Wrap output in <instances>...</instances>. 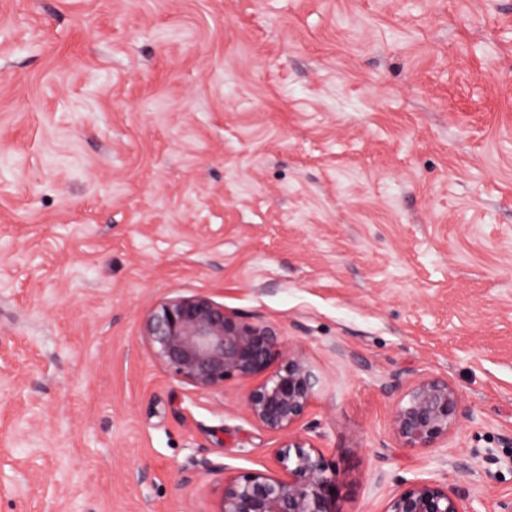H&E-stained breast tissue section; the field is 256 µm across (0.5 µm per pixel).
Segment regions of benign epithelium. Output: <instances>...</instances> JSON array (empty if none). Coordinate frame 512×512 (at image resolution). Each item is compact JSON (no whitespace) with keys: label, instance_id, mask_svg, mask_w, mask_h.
<instances>
[{"label":"benign epithelium","instance_id":"7a95c632","mask_svg":"<svg viewBox=\"0 0 512 512\" xmlns=\"http://www.w3.org/2000/svg\"><path fill=\"white\" fill-rule=\"evenodd\" d=\"M143 336L152 356L174 377L202 389L231 379L258 378L246 396L251 417L285 433L304 417L315 376L306 359L287 350L266 326L230 313L205 296L175 297L145 318ZM276 371H270L274 364ZM469 408L445 379L422 378L408 389L392 415L407 448H430L468 417ZM281 475L255 470L224 477L212 512H338L336 467L313 447L295 441L277 454ZM385 512H471L465 497L432 481H416L395 494Z\"/></svg>","mask_w":512,"mask_h":512}]
</instances>
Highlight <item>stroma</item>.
Segmentation results:
<instances>
[{
    "instance_id": "1",
    "label": "stroma",
    "mask_w": 512,
    "mask_h": 512,
    "mask_svg": "<svg viewBox=\"0 0 512 512\" xmlns=\"http://www.w3.org/2000/svg\"><path fill=\"white\" fill-rule=\"evenodd\" d=\"M194 295L307 359L291 434L151 356ZM423 377L472 415L407 448ZM292 437L339 512L512 499V0H0V512H212ZM384 512H472L465 497L432 481H416L395 494Z\"/></svg>"
}]
</instances>
